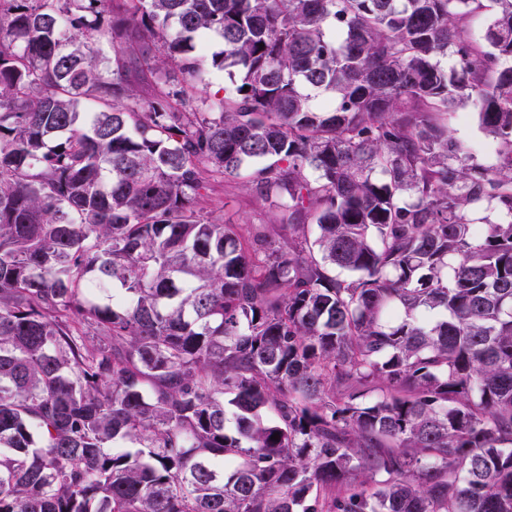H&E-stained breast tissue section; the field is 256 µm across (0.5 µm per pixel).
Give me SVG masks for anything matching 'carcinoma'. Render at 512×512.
I'll return each mask as SVG.
<instances>
[{
  "label": "carcinoma",
  "mask_w": 512,
  "mask_h": 512,
  "mask_svg": "<svg viewBox=\"0 0 512 512\" xmlns=\"http://www.w3.org/2000/svg\"><path fill=\"white\" fill-rule=\"evenodd\" d=\"M495 2L0 0V512H512ZM495 10L492 0H482L481 7L471 14L467 27V37L480 41ZM233 88L232 82L223 71H212L205 81L196 87V93L202 98H222ZM448 134L457 143L471 152L479 161L493 163L496 158V144L482 131L478 116L468 104H460L443 116ZM243 176L211 181L213 190L201 202L207 216L226 224H269L274 214L256 200L245 186Z\"/></svg>",
  "instance_id": "obj_1"
}]
</instances>
